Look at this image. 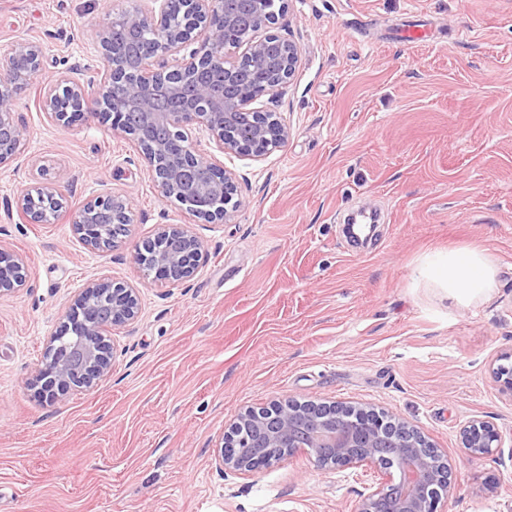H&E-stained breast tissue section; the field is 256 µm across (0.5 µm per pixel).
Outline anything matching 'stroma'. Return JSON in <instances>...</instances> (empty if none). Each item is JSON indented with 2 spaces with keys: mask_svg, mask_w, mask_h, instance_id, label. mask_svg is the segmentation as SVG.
Segmentation results:
<instances>
[{
  "mask_svg": "<svg viewBox=\"0 0 512 512\" xmlns=\"http://www.w3.org/2000/svg\"><path fill=\"white\" fill-rule=\"evenodd\" d=\"M132 4L0 0V60L24 40L44 55L17 101L23 147L0 167V248L28 264L0 298V512H354L372 470L303 451L249 478L217 466L234 416L291 399L408 421L457 478L447 512H512V394L492 373L512 351V0H291L277 32L300 66L257 102L291 135L260 161L224 156L241 206L192 225L203 258L178 288L135 261L157 225L181 223L178 203L98 116L64 127L38 106L59 71L96 80L95 33ZM42 166L67 203L35 224L13 199ZM106 189L132 222L94 252L70 220ZM467 246L496 265L492 297L460 305L413 279L428 253ZM103 275L137 286L141 313L114 330L108 375L43 401L30 381L48 338ZM481 421L499 448L460 462Z\"/></svg>",
  "mask_w": 512,
  "mask_h": 512,
  "instance_id": "stroma-1",
  "label": "stroma"
}]
</instances>
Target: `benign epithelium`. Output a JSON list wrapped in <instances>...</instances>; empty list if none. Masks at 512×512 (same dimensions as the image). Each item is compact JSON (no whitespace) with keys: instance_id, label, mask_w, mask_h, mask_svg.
<instances>
[{"instance_id":"obj_1","label":"benign epithelium","mask_w":512,"mask_h":512,"mask_svg":"<svg viewBox=\"0 0 512 512\" xmlns=\"http://www.w3.org/2000/svg\"><path fill=\"white\" fill-rule=\"evenodd\" d=\"M183 12L196 17L185 29L171 25V16ZM242 14L223 0H161L159 7L132 8L113 19L97 34L103 71L97 91L61 73L46 87L41 106L46 118L68 126L91 112L108 124L115 136L128 138L147 164L158 194L183 205L185 223L160 224L150 239L136 249L135 260L151 281L177 288L194 274L203 245L189 230L191 224H223L230 221L240 201L235 174L224 168L215 153L245 155L258 161L288 141L291 129L276 112L256 113L251 104L262 93L237 84L238 62L247 59L257 71L278 68L280 85L286 88L300 61L298 45L278 37L280 50L269 47L271 34L257 30L241 39ZM154 35L155 49L134 57V75L119 84L116 76L129 60L128 38L138 32ZM43 68V51L33 41L16 43L0 64V166L10 163L21 149L23 128L16 103L22 89ZM206 70L236 84L231 93H215L203 79L188 90L175 83L179 72ZM122 101L137 108L139 122L165 131L144 143L118 111ZM206 134L207 143L189 138L188 131ZM165 155L164 169L155 159ZM66 200L59 183L45 180L14 198L25 218L42 222L47 211L61 208ZM130 200L110 191L89 197L72 219L73 233L90 250L107 251L131 223ZM25 256L0 249V296L24 286ZM140 313L139 290L105 276L84 285L65 315L59 331L50 337L34 386L53 402L74 387H92L112 370L114 343L110 331L134 322ZM345 408L338 405L293 403L268 410H249L234 419L216 448L219 468L250 477L262 468L265 449L304 448L322 467H375L382 476L357 512H385L395 504L397 512H444L445 499L457 486L437 474L428 457L418 449L429 447L425 436L402 420L385 421L368 411L359 429L343 430L336 424ZM239 441L242 450L228 453V441ZM501 435L489 423L470 426L462 442L461 456L472 460L499 447Z\"/></svg>"}]
</instances>
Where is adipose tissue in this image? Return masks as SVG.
<instances>
[{
    "instance_id": "1",
    "label": "adipose tissue",
    "mask_w": 512,
    "mask_h": 512,
    "mask_svg": "<svg viewBox=\"0 0 512 512\" xmlns=\"http://www.w3.org/2000/svg\"><path fill=\"white\" fill-rule=\"evenodd\" d=\"M416 279L463 305L489 297L500 286L493 260L478 247L426 255L417 267Z\"/></svg>"
}]
</instances>
